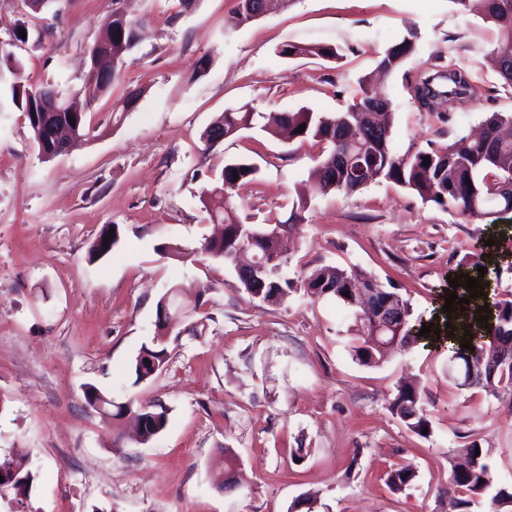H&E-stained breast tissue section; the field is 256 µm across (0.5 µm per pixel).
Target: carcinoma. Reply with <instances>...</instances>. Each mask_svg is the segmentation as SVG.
<instances>
[{"mask_svg":"<svg viewBox=\"0 0 512 512\" xmlns=\"http://www.w3.org/2000/svg\"><path fill=\"white\" fill-rule=\"evenodd\" d=\"M468 12H478L499 28V37L494 49L498 59L499 73L504 83L512 88V0H450ZM147 24L141 18L132 21L127 17L112 15L103 26L102 36L86 51V62L92 60L105 47L116 59L117 67L112 78L96 81L81 89L88 102L92 103L105 95L112 79L117 77L126 57L138 45L139 31ZM417 32L408 30L400 43L387 49L377 60V68L395 70L403 61L416 52ZM288 56H313L340 59V49L332 46H299L290 44L281 51ZM20 64L13 52L0 45V81L12 77L10 85L11 102L25 113L32 139L35 136L33 113L39 111L37 89L20 81ZM421 84L428 93L442 101L468 99L475 87L469 74L462 68L448 71L429 72ZM392 111L391 100L382 105L375 104V98L367 94L350 104L346 111L328 114L310 109L297 112H252L248 109L227 110L205 131V140L214 146L213 130L219 129L228 138L243 129L253 127L261 118L264 126L286 127L291 136L300 141L312 140L322 146L325 156L314 169V186L321 194L333 191L352 193L377 179L391 180L419 195L425 202H433L448 209H458L466 214L481 215L490 205H500L505 211H512V193L504 187L512 182V114L494 112L483 124L484 133L478 138L462 137L445 147L418 149L405 155L394 154L390 147L391 128L388 117ZM303 132H298L300 125ZM430 163L424 164V157ZM257 168L245 160H233L224 166L220 175L203 188L201 201L209 220H218L224 225V237L209 240L204 250L220 259L224 265L234 267L237 253L244 244L251 243L259 229L243 223L230 205L231 191L237 180L254 176ZM118 229L115 224L104 226L94 239L90 253L94 258L110 254L119 241V236H109L110 230ZM370 291L378 301L389 300L395 304L399 320L396 327L386 332L374 328L370 314L364 307L362 292ZM251 298L276 305L290 292L319 299L332 296L353 311L351 348L356 359L363 364H378L394 348L408 347L416 343L410 333L411 310L400 293L387 289L375 278L353 268L321 267L301 277L300 281L290 280L276 273L270 275L259 288H244ZM349 296H344V293ZM488 324L477 322L470 325L475 350L448 347L450 357L462 362L463 379L458 383L462 388H481L491 393L500 389L512 394V296L507 299L491 298L488 302ZM172 330L168 323L160 320L157 332L150 343L139 348L133 362L135 382L153 377L168 361L167 344ZM378 340L368 343V337ZM86 402L112 423L114 447H122L125 433L123 421L134 415L139 422L137 440L145 445L156 438L167 426L168 409L160 403L134 405L133 401L119 402L111 394L89 384L85 387ZM389 410L404 426L420 435L430 427L424 414L421 394L413 386L400 385L389 401ZM480 445L471 441L460 449L469 461V467L461 471L453 467L450 479L461 496L448 502V512H469L473 499L486 494L492 488V472L485 453H476ZM220 463L224 465V489L233 490L240 485L239 460L230 448L220 451ZM0 494L10 492L17 500L29 496L33 478L27 463L5 457L0 459ZM417 471L410 465L393 468L386 473L385 483L393 492H403L416 481Z\"/></svg>","mask_w":512,"mask_h":512,"instance_id":"1","label":"carcinoma"}]
</instances>
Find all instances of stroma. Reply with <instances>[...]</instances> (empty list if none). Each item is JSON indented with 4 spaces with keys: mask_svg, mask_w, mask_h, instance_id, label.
Segmentation results:
<instances>
[{
    "mask_svg": "<svg viewBox=\"0 0 512 512\" xmlns=\"http://www.w3.org/2000/svg\"><path fill=\"white\" fill-rule=\"evenodd\" d=\"M119 6L148 24L92 104L87 139L42 161L0 84V457L24 458L34 477L29 497L0 498V512H288L309 495L316 512H442L467 440L487 449L495 487L512 493L507 400L457 389L437 344L359 363L352 311L336 300L250 298L234 270L203 252L218 227L200 202L225 164L246 158L258 171L232 192L240 218L296 221L284 239V276L356 267L398 288L413 319L426 321L440 312L448 276L485 241L480 262L492 290L512 294V212L472 217L390 180L318 195L309 183L317 145L257 128L211 148L201 138L216 116L244 105L344 111L411 26L416 54L378 80L393 103L390 147L401 156L452 144L492 113H512V88L494 62L497 26L452 0H288L245 26L235 20L238 0H195L188 10L178 0H51L38 13L0 0V42L13 44L25 85L73 94L91 83L85 52ZM18 27L26 40L17 45ZM289 43L334 46L343 57L288 58ZM202 57L210 66L199 76ZM432 65L464 68L479 90L450 104L445 123L411 94ZM134 91L136 106L113 112ZM106 224L118 226L119 242L91 259ZM170 244L182 256L165 253ZM175 286L187 313L180 335L164 369L135 382L132 361ZM403 381L421 393L428 437L388 409ZM90 383L121 401L165 405V430L146 445L113 447L111 424L85 402ZM222 448L242 462L232 492L216 463ZM408 463L417 480L393 493L385 474Z\"/></svg>",
    "mask_w": 512,
    "mask_h": 512,
    "instance_id": "1",
    "label": "stroma"
}]
</instances>
